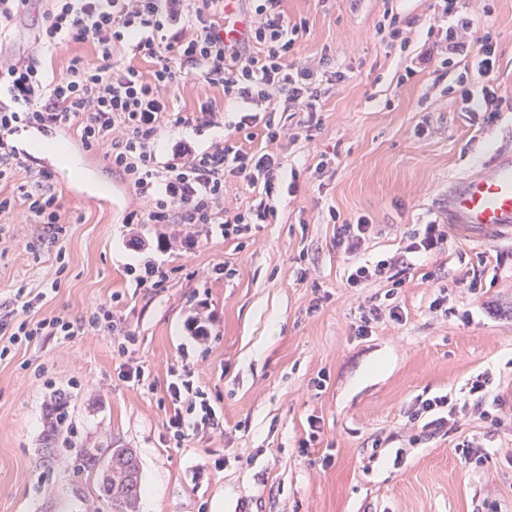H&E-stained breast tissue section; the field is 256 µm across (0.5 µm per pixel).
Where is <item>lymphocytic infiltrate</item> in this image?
I'll list each match as a JSON object with an SVG mask.
<instances>
[{
    "mask_svg": "<svg viewBox=\"0 0 512 512\" xmlns=\"http://www.w3.org/2000/svg\"><path fill=\"white\" fill-rule=\"evenodd\" d=\"M282 0H46L37 26V49L25 57L0 51V183L12 185L0 196V213L23 206L24 221L41 225V243L56 245L62 232L59 194L48 171L19 157L9 143L21 125L73 130L82 147L111 163L133 193L128 223L220 224L225 236H238L263 224L275 211L266 201L235 214L224 209L227 178L262 185L272 195L280 170L274 150L282 128L260 123L252 105L280 99L283 109L316 117L323 81L338 83L345 74L322 77L313 67L292 63L305 23L290 20ZM471 18L459 16L456 0H439L429 36L405 67V79L460 67L459 98L466 112L496 118L503 102L497 85V41L492 30L474 36ZM86 44L90 55L70 58L63 73L52 68L60 45ZM192 80L221 88L225 99L244 108L232 129L234 138L199 151L184 141L171 145L166 161L157 148L171 110L170 93ZM262 137L266 150L251 152L237 142ZM43 293L17 289L0 301V335L14 346L86 333L111 336L119 354L135 338L123 330L111 308L96 305L80 315H37ZM167 396L173 412L165 429L183 443L198 429L221 423L188 367L169 371ZM457 412L451 398L419 401L409 419L421 422L409 445L447 430Z\"/></svg>",
    "mask_w": 512,
    "mask_h": 512,
    "instance_id": "f902f5d3",
    "label": "lymphocytic infiltrate"
}]
</instances>
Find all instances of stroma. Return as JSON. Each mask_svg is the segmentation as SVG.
<instances>
[{"label":"stroma","mask_w":512,"mask_h":512,"mask_svg":"<svg viewBox=\"0 0 512 512\" xmlns=\"http://www.w3.org/2000/svg\"><path fill=\"white\" fill-rule=\"evenodd\" d=\"M491 15H484V6ZM307 22L294 62L345 72L329 85L318 122L306 113L260 108L293 128L282 140L276 217L236 238L218 225L130 224L132 194L108 161L83 178L96 196L61 199L58 247L37 244L40 227L0 216V300L18 288L44 292L40 313L75 316L111 307L136 342L142 385L122 378L111 337L87 333L23 347L0 360V512H102L84 448H131L141 464L139 512H512V236L480 243L449 227L437 251L414 254L401 288L380 277L345 285L331 214L368 215L379 227L363 259L403 252L413 230L441 221L453 181L512 150V0H458L475 35L492 23L503 98L496 119L462 111L449 94L460 74H420L400 82L409 59L376 32L386 8L411 21V47L427 39L436 0H284ZM331 162L315 167L320 154ZM496 257L494 283L462 288V271ZM154 260L163 288L137 290L129 267ZM59 284L49 277L57 261ZM448 310L431 309L439 294ZM400 306L370 335L355 332L365 307ZM469 321H461V311ZM203 314L207 335L192 337ZM188 363L223 433L203 429L182 445L164 423L170 367ZM489 374L503 400L496 420L458 413L453 431L408 446L417 400L468 399V383ZM71 397L67 439L46 454L44 407ZM323 422L309 452L299 443L308 416ZM481 462L465 460L462 441ZM403 457H396V450ZM330 466H323L324 456Z\"/></svg>","instance_id":"1"}]
</instances>
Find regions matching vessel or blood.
Instances as JSON below:
<instances>
[{
  "instance_id": "vessel-or-blood-1",
  "label": "vessel or blood",
  "mask_w": 512,
  "mask_h": 512,
  "mask_svg": "<svg viewBox=\"0 0 512 512\" xmlns=\"http://www.w3.org/2000/svg\"><path fill=\"white\" fill-rule=\"evenodd\" d=\"M444 218L477 240L512 232V152L497 153L489 166L455 181Z\"/></svg>"
}]
</instances>
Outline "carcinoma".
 <instances>
[{
  "mask_svg": "<svg viewBox=\"0 0 512 512\" xmlns=\"http://www.w3.org/2000/svg\"><path fill=\"white\" fill-rule=\"evenodd\" d=\"M70 417L69 397L60 394L47 404L44 415L45 432L49 437L62 433ZM89 469H98L97 492L109 512H137L136 505L141 494L140 461L130 448H112L109 464L98 467L100 453L89 448L82 449Z\"/></svg>",
  "mask_w": 512,
  "mask_h": 512,
  "instance_id": "1",
  "label": "carcinoma"
}]
</instances>
